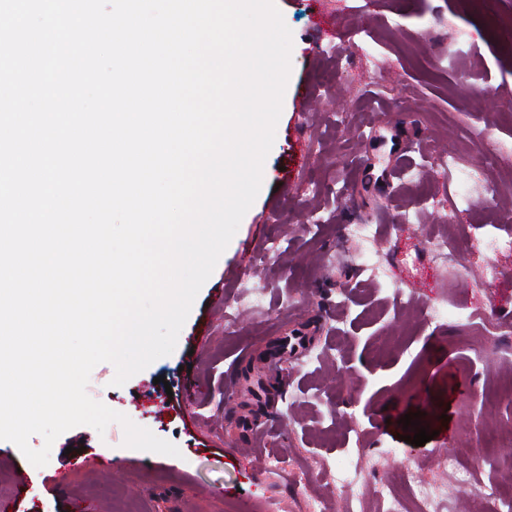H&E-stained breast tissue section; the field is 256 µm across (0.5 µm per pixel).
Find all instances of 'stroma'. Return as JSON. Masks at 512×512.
<instances>
[{
	"label": "stroma",
	"mask_w": 512,
	"mask_h": 512,
	"mask_svg": "<svg viewBox=\"0 0 512 512\" xmlns=\"http://www.w3.org/2000/svg\"><path fill=\"white\" fill-rule=\"evenodd\" d=\"M292 32L291 74L267 177L199 291L174 352L124 386L98 364L89 395L181 451L125 447L124 431L75 427L33 466L0 441L1 496L16 512H343L332 473L349 470L355 512H385L375 494L395 465L440 476L449 454L480 466L487 483L512 478V451L486 457L481 436L512 424V401L480 414L481 400L512 374V252L428 239L512 236V160L480 168L487 144L512 145V0H275ZM335 25L320 33L318 17ZM337 100L323 101L325 81ZM448 161L439 164L437 156ZM479 175H471L472 167ZM319 225L304 226L306 217ZM367 224L357 255L346 237ZM499 269L495 287L478 277ZM261 306H240L243 288ZM223 290V302L213 299ZM446 315L429 323L418 308ZM207 328L198 340V328ZM265 358L275 398L255 422L262 460L237 427V368ZM197 396H189L191 386ZM419 413L431 441L401 440ZM286 456L294 472L273 468ZM117 460L102 472L106 458Z\"/></svg>",
	"instance_id": "1"
}]
</instances>
